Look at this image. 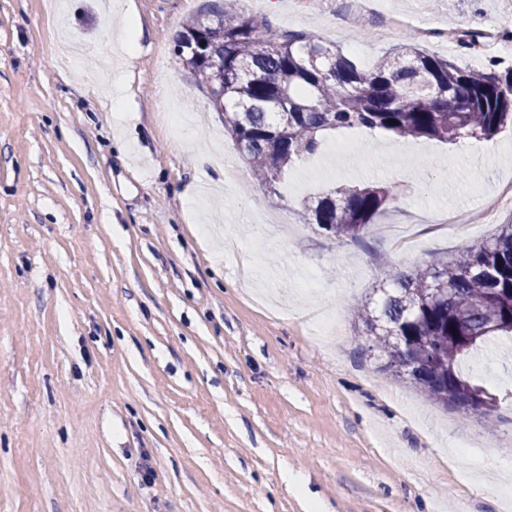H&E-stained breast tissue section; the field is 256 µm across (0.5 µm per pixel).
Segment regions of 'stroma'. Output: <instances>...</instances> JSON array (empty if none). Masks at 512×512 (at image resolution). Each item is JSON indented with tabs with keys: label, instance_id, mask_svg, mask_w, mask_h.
Masks as SVG:
<instances>
[{
	"label": "stroma",
	"instance_id": "35a3bbf8",
	"mask_svg": "<svg viewBox=\"0 0 512 512\" xmlns=\"http://www.w3.org/2000/svg\"><path fill=\"white\" fill-rule=\"evenodd\" d=\"M222 0H0V512H512V342L465 367L493 431L383 372L355 328L377 269L498 224L512 126L478 150L365 129L258 186L173 53ZM371 66L512 31V0H240ZM136 28H128V19ZM399 192L363 241L302 217L324 188Z\"/></svg>",
	"mask_w": 512,
	"mask_h": 512
}]
</instances>
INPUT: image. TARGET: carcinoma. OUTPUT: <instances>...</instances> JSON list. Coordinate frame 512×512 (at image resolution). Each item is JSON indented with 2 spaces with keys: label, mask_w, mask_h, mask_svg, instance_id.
Masks as SVG:
<instances>
[{
  "label": "carcinoma",
  "mask_w": 512,
  "mask_h": 512,
  "mask_svg": "<svg viewBox=\"0 0 512 512\" xmlns=\"http://www.w3.org/2000/svg\"><path fill=\"white\" fill-rule=\"evenodd\" d=\"M173 51L205 87L256 180L276 196L283 174L318 153L327 131L358 126L458 143L512 124V68L474 71L401 48L364 68L311 35L278 33L238 0L188 21ZM397 200L393 188L339 186L304 209L332 237L360 241ZM377 281L380 301L358 298L353 314L383 371L436 404L491 422L498 396L464 365L489 339L512 337V224L481 244H461L450 260L408 271L383 264ZM431 288L447 293L431 303ZM409 352L425 362L402 375L394 364Z\"/></svg>",
  "instance_id": "cac0c4a2"
}]
</instances>
